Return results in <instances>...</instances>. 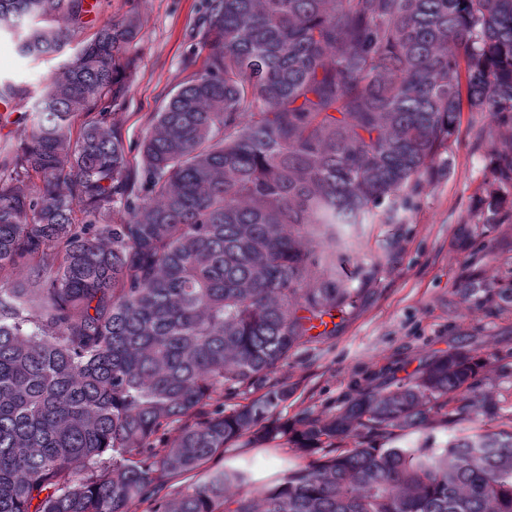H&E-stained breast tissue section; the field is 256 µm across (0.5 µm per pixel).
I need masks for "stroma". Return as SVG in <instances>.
Wrapping results in <instances>:
<instances>
[{
	"instance_id": "stroma-1",
	"label": "stroma",
	"mask_w": 512,
	"mask_h": 512,
	"mask_svg": "<svg viewBox=\"0 0 512 512\" xmlns=\"http://www.w3.org/2000/svg\"><path fill=\"white\" fill-rule=\"evenodd\" d=\"M94 2L81 39L106 21L137 18L134 75L113 115L134 164L149 116L203 65L204 52L191 48L201 0ZM57 65L21 56L16 35L0 32V81L41 90ZM502 154H512V124L462 113L447 170L424 186L405 223L365 225L359 258L378 260L379 270L273 373L293 391L283 418L340 412L357 390L405 382L459 348L479 356L482 391L512 411V183L493 174Z\"/></svg>"
}]
</instances>
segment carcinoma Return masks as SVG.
<instances>
[{
    "label": "carcinoma",
    "instance_id": "carcinoma-1",
    "mask_svg": "<svg viewBox=\"0 0 512 512\" xmlns=\"http://www.w3.org/2000/svg\"><path fill=\"white\" fill-rule=\"evenodd\" d=\"M202 12L204 64L132 168L108 109L135 20L76 43L84 0H0V29L39 20L22 56L67 55L0 158V273L27 274L0 284V512H512V415L479 389L477 356L292 422L270 380L373 274L336 257L413 210L461 112L512 122V0ZM438 411L451 438L401 442ZM239 442L306 462L266 484L203 472Z\"/></svg>",
    "mask_w": 512,
    "mask_h": 512
}]
</instances>
